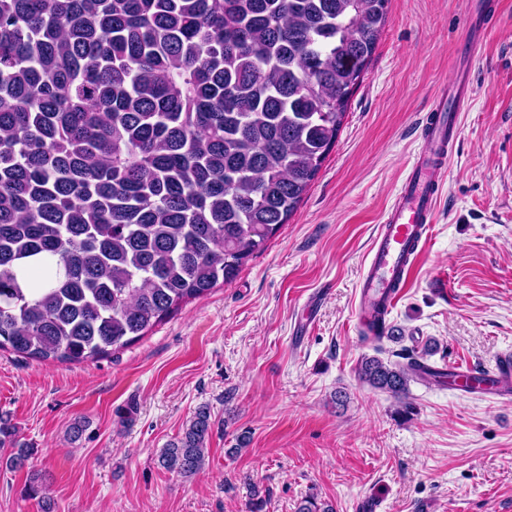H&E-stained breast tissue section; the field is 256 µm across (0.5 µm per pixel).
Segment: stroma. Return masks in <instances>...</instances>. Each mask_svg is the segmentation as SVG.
Returning <instances> with one entry per match:
<instances>
[{
	"label": "stroma",
	"instance_id": "obj_1",
	"mask_svg": "<svg viewBox=\"0 0 512 512\" xmlns=\"http://www.w3.org/2000/svg\"><path fill=\"white\" fill-rule=\"evenodd\" d=\"M467 0H389L336 145L288 224L238 276L93 362L0 350V419L31 447L0 464V512H512V399L422 380L405 402L361 383L365 355L490 370L512 352V0L470 63L430 239L389 320L362 341L357 285L418 127L461 56ZM203 468L160 467L200 408ZM82 434H74V427Z\"/></svg>",
	"mask_w": 512,
	"mask_h": 512
}]
</instances>
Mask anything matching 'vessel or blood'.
I'll return each instance as SVG.
<instances>
[{"mask_svg": "<svg viewBox=\"0 0 512 512\" xmlns=\"http://www.w3.org/2000/svg\"><path fill=\"white\" fill-rule=\"evenodd\" d=\"M488 35L479 5H472L465 41L478 48ZM472 96L469 71L456 66L445 90L440 91L421 125L423 150L389 205L373 238L359 280L357 317H365L375 303L393 308L411 274L435 222V207L441 197L448 154L459 138L458 116ZM450 386L465 396L512 397V354L498 357L487 381H479L478 370L468 365L449 366Z\"/></svg>", "mask_w": 512, "mask_h": 512, "instance_id": "b4317fda", "label": "vessel or blood"}]
</instances>
